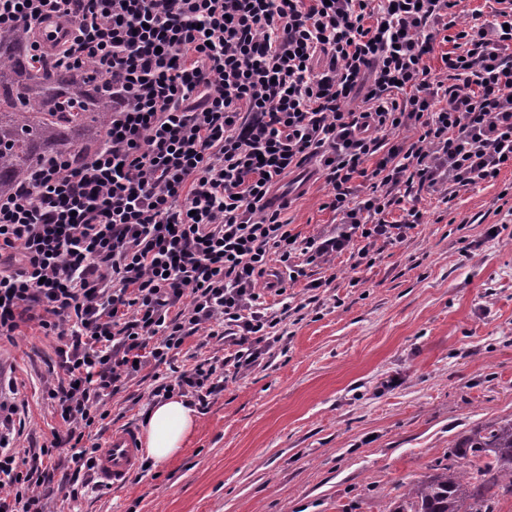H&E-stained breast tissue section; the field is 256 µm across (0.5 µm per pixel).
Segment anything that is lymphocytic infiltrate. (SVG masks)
<instances>
[{"label":"lymphocytic infiltrate","instance_id":"lymphocytic-infiltrate-1","mask_svg":"<svg viewBox=\"0 0 512 512\" xmlns=\"http://www.w3.org/2000/svg\"><path fill=\"white\" fill-rule=\"evenodd\" d=\"M457 2L0 0L1 30L63 21L55 63L100 62L112 83L107 143L0 196V338L37 323L67 375L45 385L63 427L27 461L11 449L18 409L0 400V512H51L44 459L61 448L69 496L86 489L83 439L105 397L187 338L259 366L279 339L257 290L270 255L288 271L281 293L303 264L349 249L372 262L423 221L415 206L388 221L403 192L448 203L512 167V0L458 26ZM311 162L340 222L299 240L272 191ZM223 390L208 357L154 375L150 396Z\"/></svg>","mask_w":512,"mask_h":512}]
</instances>
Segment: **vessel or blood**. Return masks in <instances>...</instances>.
I'll use <instances>...</instances> for the list:
<instances>
[{"label": "vessel or blood", "mask_w": 512, "mask_h": 512, "mask_svg": "<svg viewBox=\"0 0 512 512\" xmlns=\"http://www.w3.org/2000/svg\"><path fill=\"white\" fill-rule=\"evenodd\" d=\"M140 438L135 427L112 430L106 447L95 458L93 476L103 487L123 486L140 463Z\"/></svg>", "instance_id": "vessel-or-blood-1"}]
</instances>
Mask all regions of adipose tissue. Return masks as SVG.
Segmentation results:
<instances>
[{
	"label": "adipose tissue",
	"mask_w": 512,
	"mask_h": 512,
	"mask_svg": "<svg viewBox=\"0 0 512 512\" xmlns=\"http://www.w3.org/2000/svg\"><path fill=\"white\" fill-rule=\"evenodd\" d=\"M195 420V410L181 398L154 403L146 420L147 455L161 464L179 454L194 430Z\"/></svg>",
	"instance_id": "1"
}]
</instances>
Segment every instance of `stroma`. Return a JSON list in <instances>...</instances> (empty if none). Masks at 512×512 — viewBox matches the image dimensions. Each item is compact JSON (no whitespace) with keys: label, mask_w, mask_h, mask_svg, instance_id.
<instances>
[{"label":"stroma","mask_w":512,"mask_h":512,"mask_svg":"<svg viewBox=\"0 0 512 512\" xmlns=\"http://www.w3.org/2000/svg\"><path fill=\"white\" fill-rule=\"evenodd\" d=\"M510 188L506 167L450 203L423 195V224L373 265L345 252L305 266L284 295H266L285 315L266 366L225 367L178 456L119 489L57 494L54 512H384L456 440L512 418ZM328 193L315 173L282 179L294 233L338 223ZM58 345L32 324L0 341V379L26 421L17 456L61 425L43 384ZM150 388L139 377L108 398L112 426L144 428Z\"/></svg>","instance_id":"35a3bbf8"}]
</instances>
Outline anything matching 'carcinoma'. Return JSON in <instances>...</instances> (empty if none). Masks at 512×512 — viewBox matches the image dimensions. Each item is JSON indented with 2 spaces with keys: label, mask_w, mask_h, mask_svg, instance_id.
Instances as JSON below:
<instances>
[{
  "label": "carcinoma",
  "mask_w": 512,
  "mask_h": 512,
  "mask_svg": "<svg viewBox=\"0 0 512 512\" xmlns=\"http://www.w3.org/2000/svg\"><path fill=\"white\" fill-rule=\"evenodd\" d=\"M31 43L23 29L0 30L2 195L51 157L80 162L103 144L112 116V83L100 63L53 68L33 58ZM501 493L512 496V419L464 437L447 462L410 482L386 512H495Z\"/></svg>",
  "instance_id": "carcinoma-1"
}]
</instances>
